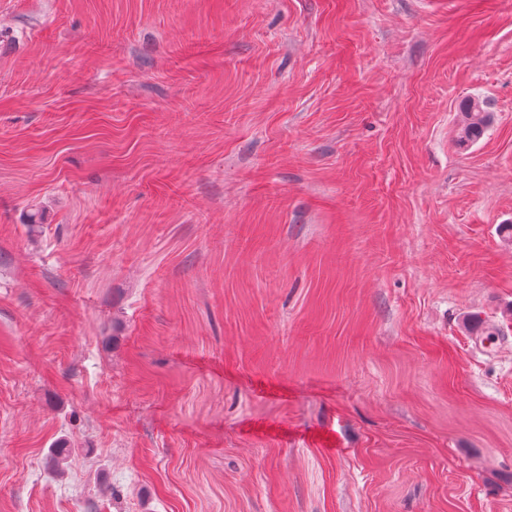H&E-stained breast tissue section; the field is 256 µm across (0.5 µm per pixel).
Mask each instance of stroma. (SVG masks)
<instances>
[{"label":"stroma","mask_w":512,"mask_h":512,"mask_svg":"<svg viewBox=\"0 0 512 512\" xmlns=\"http://www.w3.org/2000/svg\"><path fill=\"white\" fill-rule=\"evenodd\" d=\"M506 224L512 0H0V512H512ZM460 110L457 139L460 145H470L485 134L492 123L493 115L482 101L476 99H468Z\"/></svg>","instance_id":"1"}]
</instances>
